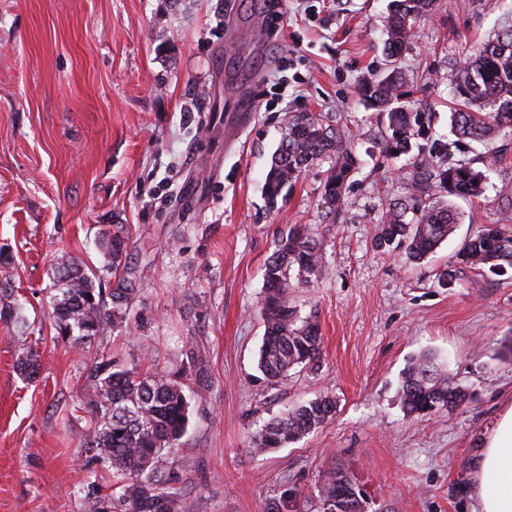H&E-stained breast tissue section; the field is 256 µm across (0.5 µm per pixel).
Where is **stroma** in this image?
<instances>
[{
  "label": "stroma",
  "instance_id": "stroma-1",
  "mask_svg": "<svg viewBox=\"0 0 512 512\" xmlns=\"http://www.w3.org/2000/svg\"><path fill=\"white\" fill-rule=\"evenodd\" d=\"M389 0H0V252L24 327L0 322V512H84L79 446L90 359L57 337L53 270L101 266L99 232L123 225L117 279L135 290L98 351L124 368L186 364L191 400L175 455L187 512H271L284 492L315 496L343 465L365 512H474L480 443L512 402V279L459 270L438 277L480 225L512 215V149L484 195L455 200V233L427 259L373 246L402 197L410 157L385 158L358 87L384 68ZM512 0H437L398 62L403 105L448 141L462 51L491 39ZM306 112L350 136L359 167L336 223L320 212L328 161L309 167L279 209L263 183L289 116ZM292 224L321 237L324 277L289 291L316 315L319 370L268 384L257 369L264 267ZM37 349L33 382L15 369ZM435 353L471 399L413 419L398 394L408 361ZM330 395L323 427L284 448L252 437L293 405Z\"/></svg>",
  "mask_w": 512,
  "mask_h": 512
}]
</instances>
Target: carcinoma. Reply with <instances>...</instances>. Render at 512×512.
<instances>
[{
  "instance_id": "cac0c4a2",
  "label": "carcinoma",
  "mask_w": 512,
  "mask_h": 512,
  "mask_svg": "<svg viewBox=\"0 0 512 512\" xmlns=\"http://www.w3.org/2000/svg\"><path fill=\"white\" fill-rule=\"evenodd\" d=\"M436 0H390L388 39L383 51L394 60L414 35L416 22L432 15ZM455 90L449 124L454 139L438 152L414 161L404 196L383 214L373 239L382 253L402 251L420 262L448 240L459 216L451 199L479 198L485 189L484 170L500 162L505 152L499 134L512 129V22L495 38L470 51L448 74ZM401 69L365 79L359 94L377 111L382 128L380 149L388 156L411 152L425 132L426 116L399 105ZM478 141L486 152L472 159L456 153L465 141ZM332 160L320 191L322 217L328 222L345 210L350 174L358 163L346 135L333 131L308 113L291 115L274 152L265 180V199L271 208L284 190L307 167ZM104 262L95 270L75 261L58 264L53 275L56 294L52 308L58 337L70 348L89 352L104 326L124 322L134 289L124 280L104 288V275L117 271L128 253L121 229L102 233ZM439 283L450 286L459 269L505 276L512 271V231L501 224H483L452 256ZM325 272L323 243L307 224H292L282 234L265 268V296L260 305L264 336L257 367L276 385L299 370L315 371L322 360V336L316 316L301 317L291 305L288 290L320 280ZM9 283L0 284V321L16 322L20 310L11 300ZM26 381L36 379L38 352L28 351L16 363ZM400 398L410 416L419 419L440 410L457 409L467 394L430 353L409 361ZM90 423L81 437L88 469L112 471L117 483L108 493L85 497V512H185L178 487V470L167 464L180 445L189 420L190 403L182 374L139 373L119 367L112 359L93 357L80 399ZM336 401L320 396L266 423L253 438L254 447L282 448L317 430L330 419ZM318 512H362L358 486L340 467L331 466L318 489Z\"/></svg>"
}]
</instances>
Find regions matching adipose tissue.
Returning <instances> with one entry per match:
<instances>
[{
	"label": "adipose tissue",
	"mask_w": 512,
	"mask_h": 512,
	"mask_svg": "<svg viewBox=\"0 0 512 512\" xmlns=\"http://www.w3.org/2000/svg\"><path fill=\"white\" fill-rule=\"evenodd\" d=\"M477 512H512V405L484 439L473 468Z\"/></svg>",
	"instance_id": "adipose-tissue-1"
}]
</instances>
